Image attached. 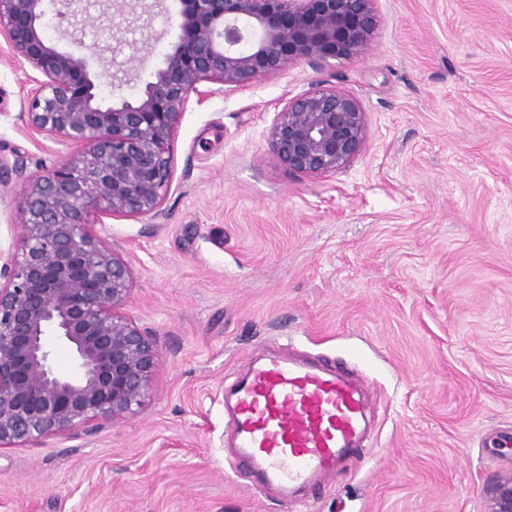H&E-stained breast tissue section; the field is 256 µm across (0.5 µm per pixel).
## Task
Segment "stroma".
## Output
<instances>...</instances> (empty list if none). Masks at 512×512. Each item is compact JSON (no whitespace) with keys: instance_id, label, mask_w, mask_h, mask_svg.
<instances>
[{"instance_id":"obj_1","label":"stroma","mask_w":512,"mask_h":512,"mask_svg":"<svg viewBox=\"0 0 512 512\" xmlns=\"http://www.w3.org/2000/svg\"><path fill=\"white\" fill-rule=\"evenodd\" d=\"M363 56L242 91L190 94L158 213L93 215L131 265L126 312L157 344L138 412L0 450V512H486L512 474V0H376ZM129 0L85 43L122 48L104 102L135 99L177 40ZM318 84L354 95L364 146L332 176L288 171L268 131ZM30 85L0 41V248H17L24 175L65 145L23 128ZM283 351L362 378L372 428L335 482L286 504L225 469L224 388Z\"/></svg>"}]
</instances>
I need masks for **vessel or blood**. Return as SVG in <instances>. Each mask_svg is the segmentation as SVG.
<instances>
[{"instance_id": "1", "label": "vessel or blood", "mask_w": 512, "mask_h": 512, "mask_svg": "<svg viewBox=\"0 0 512 512\" xmlns=\"http://www.w3.org/2000/svg\"><path fill=\"white\" fill-rule=\"evenodd\" d=\"M234 425L232 470L291 502L361 455L367 403L348 372L297 357L247 362L224 391Z\"/></svg>"}]
</instances>
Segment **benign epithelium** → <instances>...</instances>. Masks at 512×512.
I'll return each instance as SVG.
<instances>
[{
    "instance_id": "obj_1",
    "label": "benign epithelium",
    "mask_w": 512,
    "mask_h": 512,
    "mask_svg": "<svg viewBox=\"0 0 512 512\" xmlns=\"http://www.w3.org/2000/svg\"><path fill=\"white\" fill-rule=\"evenodd\" d=\"M172 50L135 101L103 106L84 54L44 32L45 0H0V37L30 69L23 113L32 135L70 146L65 161L27 180L20 245L0 250V449L35 445L133 413L152 389L159 351L126 312L132 269L96 231V212L156 213L173 179L172 136L192 92L246 90L301 61L366 54L375 0H180ZM74 36L87 8L68 0ZM202 83L213 88L199 90ZM366 136L350 93L316 86L286 99L268 132L289 171L345 169ZM72 352L57 368L50 342ZM487 512H512V475L485 490Z\"/></svg>"
}]
</instances>
